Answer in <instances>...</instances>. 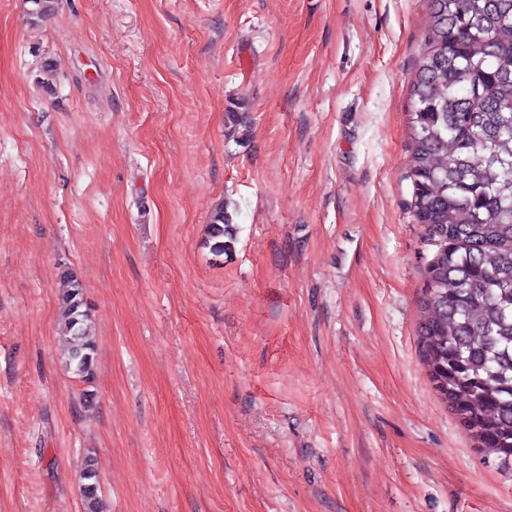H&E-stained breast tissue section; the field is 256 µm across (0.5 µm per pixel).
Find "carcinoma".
I'll list each match as a JSON object with an SVG mask.
<instances>
[{
    "mask_svg": "<svg viewBox=\"0 0 512 512\" xmlns=\"http://www.w3.org/2000/svg\"><path fill=\"white\" fill-rule=\"evenodd\" d=\"M32 23L57 0H29ZM428 51L413 84V208L436 251L425 269L419 353L474 447L512 459V0H429ZM211 249L233 238L220 208ZM66 364L90 381L95 345L83 288L67 277ZM84 512H104L95 460Z\"/></svg>",
    "mask_w": 512,
    "mask_h": 512,
    "instance_id": "obj_1",
    "label": "carcinoma"
}]
</instances>
